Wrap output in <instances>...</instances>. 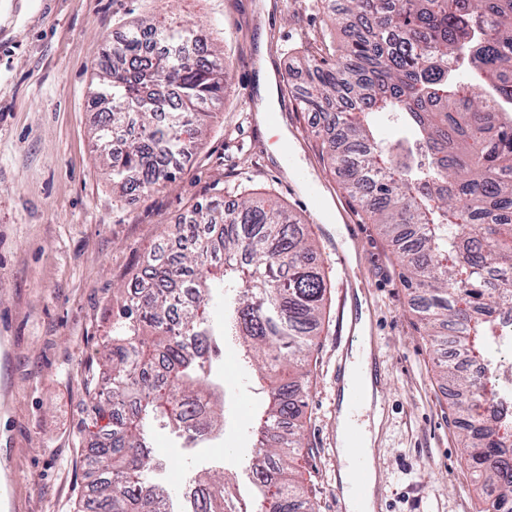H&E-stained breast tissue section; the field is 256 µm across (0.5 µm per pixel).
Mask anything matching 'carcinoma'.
Listing matches in <instances>:
<instances>
[{"label": "carcinoma", "instance_id": "carcinoma-1", "mask_svg": "<svg viewBox=\"0 0 512 512\" xmlns=\"http://www.w3.org/2000/svg\"><path fill=\"white\" fill-rule=\"evenodd\" d=\"M345 22L332 60L302 56L309 74L298 106L322 119L323 137L348 195L400 244L405 286L430 347L449 345L498 361L499 322L512 312V0H320ZM172 47L149 52L147 36ZM198 39L184 23L129 29L100 76L112 108L97 127L124 148L104 161L112 193L131 179L151 190L173 180L203 134L208 106L224 98V58L175 48ZM376 112H391L415 137L379 141ZM177 254L157 248L144 276L123 286L104 362L87 392L100 427L86 512H167L168 491L146 478L151 423L186 431L224 424L204 355L212 337L238 348L263 401L251 424L248 467L258 491L244 512H312L296 494L294 462L305 448L298 380L305 378L327 289L312 262L316 243L271 199L240 194L218 209L198 204L178 225ZM224 325L210 321L214 292ZM438 376L455 388L462 447L475 481L490 491L481 512H512V426L485 406V385L450 357ZM193 512H231L235 484L223 473L191 478Z\"/></svg>", "mask_w": 512, "mask_h": 512}]
</instances>
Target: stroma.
Here are the masks:
<instances>
[{
	"label": "stroma",
	"mask_w": 512,
	"mask_h": 512,
	"mask_svg": "<svg viewBox=\"0 0 512 512\" xmlns=\"http://www.w3.org/2000/svg\"><path fill=\"white\" fill-rule=\"evenodd\" d=\"M270 1L267 11L263 0H0V496H7L8 512H78L95 431L86 378L112 331L119 286L142 273L163 230L188 219L193 205L228 208L242 191L276 200L305 224L318 245L313 259L329 280L302 383L307 447L295 462L299 481L316 494L315 512H334L331 373L351 348L346 327L357 325L363 310L371 335L381 339L385 375L378 512H480L482 497L458 441L455 398L436 375L438 356L402 284L397 247L344 191L310 115L291 105L305 80L291 63L320 47L331 22L313 0ZM172 16L226 56L229 86L176 179L120 199L102 161L105 146L93 134L107 106L96 96L106 40L124 36L132 23ZM263 49L279 78L284 145L257 119ZM285 147L319 185V199L278 161ZM321 204L337 223L359 227V242L344 243L357 272L346 291L316 221ZM212 377L233 393L236 420L217 468L245 490L257 401L251 374L228 347ZM150 440L180 497L202 461L170 429H151Z\"/></svg>",
	"instance_id": "obj_1"
}]
</instances>
